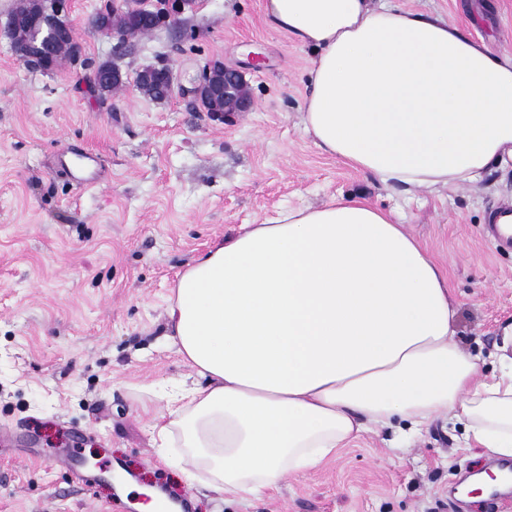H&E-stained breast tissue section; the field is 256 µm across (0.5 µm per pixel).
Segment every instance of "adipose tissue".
Wrapping results in <instances>:
<instances>
[{"label":"adipose tissue","instance_id":"obj_1","mask_svg":"<svg viewBox=\"0 0 512 512\" xmlns=\"http://www.w3.org/2000/svg\"><path fill=\"white\" fill-rule=\"evenodd\" d=\"M309 47L302 125L385 185L447 188L512 159V54L379 0H264ZM169 339L199 381L169 407L212 491L258 496L373 427L463 419L512 458V357L484 376L448 283L399 218L356 199L244 224L179 276Z\"/></svg>","mask_w":512,"mask_h":512}]
</instances>
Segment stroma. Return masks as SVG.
Returning <instances> with one entry per match:
<instances>
[{
    "mask_svg": "<svg viewBox=\"0 0 512 512\" xmlns=\"http://www.w3.org/2000/svg\"><path fill=\"white\" fill-rule=\"evenodd\" d=\"M0 0V512H125L162 492L188 512H512V488L475 502L456 496L497 466L465 447L441 417L399 438L371 428L336 457L247 499L193 477L179 447L154 430L196 379L167 338L178 274L243 224L285 207L362 197L403 217L458 304L456 336L485 375L500 368L512 328V247L487 229L512 205V159L473 182L405 191L320 152L303 130L312 52L264 20V0H195L175 22L132 37L121 91L100 100L88 70L61 60L49 74L11 49ZM103 0H73L86 56L111 59L92 16ZM448 19L512 53V0H391ZM242 68L251 111L218 123L176 94L139 93L142 68L171 62L189 82L210 60ZM90 152L97 185L81 187L69 152ZM76 453L73 463L61 450Z\"/></svg>",
    "mask_w": 512,
    "mask_h": 512,
    "instance_id": "obj_1",
    "label": "stroma"
}]
</instances>
